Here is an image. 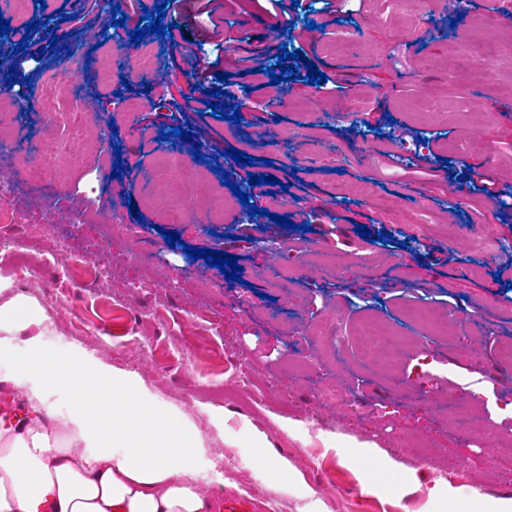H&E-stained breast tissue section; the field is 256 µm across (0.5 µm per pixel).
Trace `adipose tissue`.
I'll list each match as a JSON object with an SVG mask.
<instances>
[{"label":"adipose tissue","mask_w":512,"mask_h":512,"mask_svg":"<svg viewBox=\"0 0 512 512\" xmlns=\"http://www.w3.org/2000/svg\"><path fill=\"white\" fill-rule=\"evenodd\" d=\"M24 415L0 417V512H210L187 424L128 375L80 352L58 358L30 342L13 379ZM74 409L53 423L54 387Z\"/></svg>","instance_id":"1"}]
</instances>
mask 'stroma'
I'll list each match as a JSON object with an SVG mask.
<instances>
[{
	"label": "stroma",
	"mask_w": 512,
	"mask_h": 512,
	"mask_svg": "<svg viewBox=\"0 0 512 512\" xmlns=\"http://www.w3.org/2000/svg\"><path fill=\"white\" fill-rule=\"evenodd\" d=\"M122 13L142 17L163 0H115ZM442 0H412L407 14H391L388 0H303L301 9L275 10L270 0H228L226 27L249 37L261 55L278 61L300 50L342 92L308 83L298 63L292 92L269 107L272 90L236 75V53L201 25L197 0L164 5V26L180 25L160 44L167 64L161 80L135 63L142 43L123 41L125 63L112 61V27L94 0H48L25 17L13 5L0 18L37 22L30 31L42 54L14 56L15 96L0 128L9 151L0 164V278L10 287L0 305L22 295L37 307L28 326L9 335L11 359L21 363L32 338L56 354L77 348L88 359L133 374L156 400L190 420L205 450L196 461L202 484L225 495L254 496L256 512H434V497L470 490L512 499V446H495L493 427L512 436V411L499 409L512 393V366L499 347L512 341V290L496 278L512 251L481 253L479 237L512 244V20L492 0H463L450 23ZM275 19L279 39L251 33L243 14ZM315 28H308V21ZM355 47L324 51L346 31ZM204 45L186 62L184 41ZM219 88L233 74L248 89L245 104L217 105L198 118L183 104L192 89L183 77ZM82 70L63 121L42 111L51 75ZM133 104L120 113L126 130L118 150L100 153L96 102L120 82ZM155 106H147V99ZM188 127L179 142L183 175L223 185L217 158L237 149L253 156L238 165L230 206L207 229L165 201L144 197V175L156 166L164 135ZM80 129L84 162L54 178L35 175L26 159ZM428 147L407 157L402 141ZM487 161L499 189L487 200L471 163ZM274 175L273 186H249L250 175ZM249 196L241 204L239 193ZM121 214L102 218L105 206ZM137 213H130V206ZM290 227L273 222V215ZM364 233H357V225ZM178 233L170 245L165 232ZM274 237L278 270L291 292L254 278L268 261L256 241ZM223 249L237 256L240 281L191 259L185 247ZM435 305L443 326L419 327L407 308ZM385 330L411 333L414 347L394 365L365 368L353 344L313 336L319 322L350 333L364 315ZM424 371V384L408 375ZM462 394L472 420L459 432L448 416L451 393ZM222 416L215 424L214 416ZM262 438L287 473L271 474L248 443ZM367 443V461L353 447ZM296 477L314 491L288 489Z\"/></svg>",
	"instance_id": "stroma-1"
}]
</instances>
